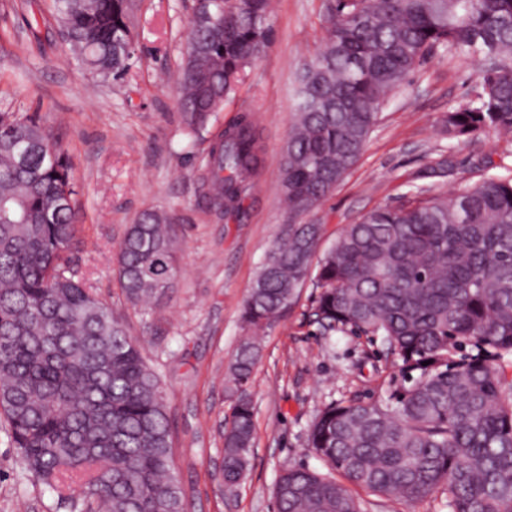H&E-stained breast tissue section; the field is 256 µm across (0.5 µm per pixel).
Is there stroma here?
<instances>
[{
  "instance_id": "stroma-1",
  "label": "stroma",
  "mask_w": 512,
  "mask_h": 512,
  "mask_svg": "<svg viewBox=\"0 0 512 512\" xmlns=\"http://www.w3.org/2000/svg\"><path fill=\"white\" fill-rule=\"evenodd\" d=\"M193 0H135L130 13L136 54L120 80L105 79L73 57L59 31L52 0H0V113H38L70 154L82 222L71 249L73 267L144 341L160 375L172 422L175 465L190 512H276L272 487L284 466L322 469L309 448V425L333 400L376 402L400 383L381 342L351 333L323 334L309 317L311 291L259 333L261 357L249 387L256 442L250 470L235 488L220 485L219 425L230 408L225 369L247 331L241 313L269 249L284 224H319L321 247L370 209L397 203L413 186L446 193L484 171L512 175V138L479 134L456 141L439 119L475 94V61L433 53L392 95L366 148L324 202L290 215L279 170L295 122L300 64L328 37L334 0H275L264 53L201 135L188 134L176 87L167 79L186 50ZM39 16V31L28 22ZM262 136L263 172L228 220L196 204L202 158L243 111ZM446 158V173L434 172ZM172 212L177 276L156 309L125 300L116 253L129 224L145 208ZM361 512H448L443 495L406 503L356 493ZM0 512H70L51 489L23 474L0 419Z\"/></svg>"
}]
</instances>
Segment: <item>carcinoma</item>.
Wrapping results in <instances>:
<instances>
[{
    "label": "carcinoma",
    "instance_id": "1",
    "mask_svg": "<svg viewBox=\"0 0 512 512\" xmlns=\"http://www.w3.org/2000/svg\"><path fill=\"white\" fill-rule=\"evenodd\" d=\"M75 57L119 79L131 34L126 0H55ZM189 26L177 72L186 128L208 126L272 31V0H211ZM329 37L303 62L297 119L281 164L292 212L320 205L359 160L380 111L436 50L482 63L480 90L443 113L450 139L512 136V0H336ZM35 114L0 113V414L35 483L76 512H189L160 377L80 279L71 157ZM260 130L245 112L204 156L201 200L239 212L262 170ZM174 215L153 208L127 227L117 255L128 303L173 286ZM320 224H287L248 290L246 329H263L315 288L324 333L380 340L404 385L380 403L332 401L308 446L328 472L285 468L278 512H359L348 486L405 502L438 490L448 512H512V178L486 175L449 194L417 187L347 225L318 252ZM245 337L228 365L233 398L221 429V477H245L255 440L248 386L260 358ZM428 365H422V362Z\"/></svg>",
    "mask_w": 512,
    "mask_h": 512
}]
</instances>
